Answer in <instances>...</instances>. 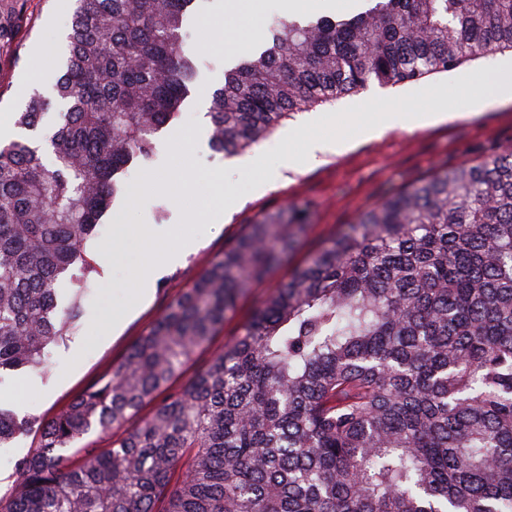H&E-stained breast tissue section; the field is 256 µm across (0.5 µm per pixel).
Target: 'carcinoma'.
I'll use <instances>...</instances> for the list:
<instances>
[{"label": "carcinoma", "instance_id": "cac0c4a2", "mask_svg": "<svg viewBox=\"0 0 512 512\" xmlns=\"http://www.w3.org/2000/svg\"><path fill=\"white\" fill-rule=\"evenodd\" d=\"M194 2L73 0L51 94L33 90L0 144V378L47 368L80 326L101 217L196 85ZM366 2L275 17L211 94V148L233 156L371 82L512 49V0ZM30 22L29 0H0V63ZM306 224L296 208L252 224L116 371L38 427L0 512H512V150L362 213L165 392ZM154 400L109 448L76 447ZM32 424L0 407V448Z\"/></svg>", "mask_w": 512, "mask_h": 512}]
</instances>
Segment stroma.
Here are the masks:
<instances>
[{
	"instance_id": "stroma-1",
	"label": "stroma",
	"mask_w": 512,
	"mask_h": 512,
	"mask_svg": "<svg viewBox=\"0 0 512 512\" xmlns=\"http://www.w3.org/2000/svg\"><path fill=\"white\" fill-rule=\"evenodd\" d=\"M32 23L24 37L20 56L0 67V142L14 139L15 122L32 92L50 90L58 72L62 36L71 10L69 0H31ZM202 67L197 87L182 105L189 119H175L158 135L155 154L148 163L135 166L130 190L118 200L119 219L104 215L92 243L99 274L86 294L85 314L78 330L51 351L46 373H22L0 384V407L18 416L51 420L101 376L111 373L127 352L161 316L165 308L192 286L212 261L222 256L254 222L285 207L306 210L309 224L301 243L288 259L257 282L226 315L224 326L210 343L171 383L181 387L203 369L212 356L229 343L256 305L287 281L327 241L345 231L358 216L399 189L413 185L434 171L462 163L480 162L512 146V103L475 109L473 104L448 94L449 111L459 118L423 128L395 129L381 137L360 141L353 148L310 164L305 144L295 129L312 117L324 128L347 134L340 112L346 100L387 104L398 91H408L406 110L423 106L436 75L405 86L369 85L350 93L348 99L321 103L284 119L248 155H260L265 168L278 171L273 187L257 190L254 173L230 167V159L209 146L210 123L206 116L209 94L224 82V72L242 52L258 47L264 29L254 28L249 16L227 9L226 0H201L190 19ZM298 161L296 169L283 167L285 154ZM233 193L234 207L224 196ZM122 222L129 235L118 251H111L113 225ZM153 234L152 245L161 248L184 241L181 258L162 264L150 285L149 295L130 307L142 256L136 229ZM126 313L113 326L115 313Z\"/></svg>"
}]
</instances>
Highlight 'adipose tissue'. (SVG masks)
Wrapping results in <instances>:
<instances>
[{"label": "adipose tissue", "instance_id": "ef3b65f1", "mask_svg": "<svg viewBox=\"0 0 512 512\" xmlns=\"http://www.w3.org/2000/svg\"><path fill=\"white\" fill-rule=\"evenodd\" d=\"M445 81L432 86V100L418 112L390 109L384 112L368 111L366 104L354 103L347 107L344 119L354 122L356 133L340 136L325 131L317 122H309L298 133L307 141L308 158L319 162L322 157L352 148L357 140L378 137L386 131L400 127L413 128L454 120L445 102ZM459 94L473 99L475 105L488 102H512V57L500 61L494 72L473 69L465 82L458 85Z\"/></svg>", "mask_w": 512, "mask_h": 512}]
</instances>
